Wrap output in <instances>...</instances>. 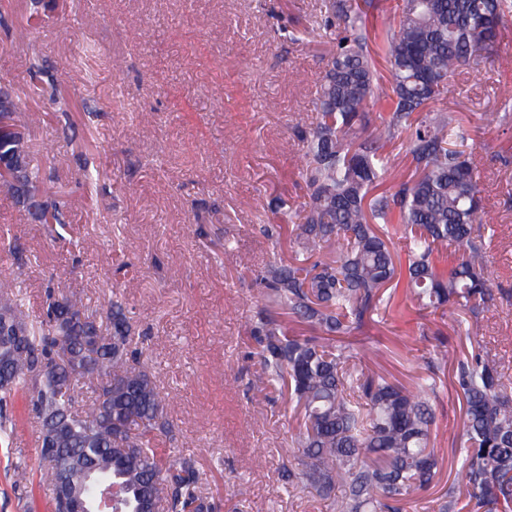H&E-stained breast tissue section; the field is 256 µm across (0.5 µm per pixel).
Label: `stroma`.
<instances>
[{
    "mask_svg": "<svg viewBox=\"0 0 512 512\" xmlns=\"http://www.w3.org/2000/svg\"><path fill=\"white\" fill-rule=\"evenodd\" d=\"M315 0H5L11 40L0 49V84L29 112L33 157L59 176L68 201L64 241H53L0 192V239L16 244L25 308L42 312L47 284L81 292L91 309L113 294L146 331L140 361L154 376L174 429L173 448L193 455L218 512H326L323 500L284 486L281 468L299 416L287 396L253 397L257 358L248 328L255 278L273 250L259 227L276 198L294 196V129L323 75L329 45L311 35L285 40L289 18L309 24ZM99 54L87 58V46ZM40 60L71 103L62 129L40 84ZM512 71L468 68L439 102L476 125L500 112L497 88ZM476 160L485 212L494 225L490 266L504 297L484 312L472 338L457 335L449 309L385 320L357 333L366 366L414 386L425 373L435 331L496 353L512 383V123L485 127ZM101 166L97 187L82 183L85 161ZM15 425L0 434V512H53L39 485V429L23 395L6 408ZM431 443L440 481L452 479L451 441L463 426L461 402L444 385ZM30 482L17 483L18 470Z\"/></svg>",
    "mask_w": 512,
    "mask_h": 512,
    "instance_id": "35a3bbf8",
    "label": "stroma"
}]
</instances>
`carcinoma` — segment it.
Masks as SVG:
<instances>
[{
    "mask_svg": "<svg viewBox=\"0 0 512 512\" xmlns=\"http://www.w3.org/2000/svg\"><path fill=\"white\" fill-rule=\"evenodd\" d=\"M384 13L389 26L380 29ZM315 24L334 50L311 101L316 121L298 127L305 200L276 199L262 225L290 255L260 271L250 325L258 381L286 386L302 416L282 478L294 491L314 490L330 512H407L435 483L431 435L449 370L465 419L452 441L454 479L438 495L437 512H459L462 492L468 512H512V387L490 349L464 353L442 341L426 375L408 388L363 367L349 340L381 312L448 305L476 323L495 305L493 235L477 223L484 209L478 127L432 104L466 67L489 60L512 69L511 57H494L512 37V0H317ZM398 142L406 166L395 174ZM0 153L18 172V183L0 190L36 216L52 211L64 239L66 202L51 198V173L33 162L27 143ZM138 335L118 297L102 314L50 290L34 321L14 270L0 267V358L10 378L0 405L26 389L40 429L53 431L57 452L41 456L40 483L55 512H64L63 496L73 491L91 505L106 483L118 487L112 512L214 509L195 457L158 446L173 427L133 347ZM45 361L60 362V373L33 377ZM96 370L108 380L84 408L77 392Z\"/></svg>",
    "mask_w": 512,
    "mask_h": 512,
    "instance_id": "obj_1",
    "label": "carcinoma"
}]
</instances>
